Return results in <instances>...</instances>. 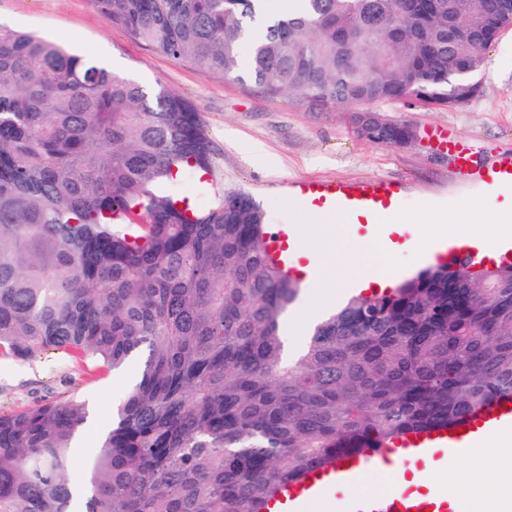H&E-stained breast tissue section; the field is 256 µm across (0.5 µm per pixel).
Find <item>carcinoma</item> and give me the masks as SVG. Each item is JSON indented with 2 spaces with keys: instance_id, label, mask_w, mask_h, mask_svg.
Wrapping results in <instances>:
<instances>
[{
  "instance_id": "obj_1",
  "label": "carcinoma",
  "mask_w": 512,
  "mask_h": 512,
  "mask_svg": "<svg viewBox=\"0 0 512 512\" xmlns=\"http://www.w3.org/2000/svg\"><path fill=\"white\" fill-rule=\"evenodd\" d=\"M93 2L174 60L313 109L463 105L512 22L490 0H296L257 30L264 0ZM375 121L369 141L410 134ZM213 169L183 96L0 27V350H62L93 373L140 363L79 481L85 401L0 413V512H265L312 469L512 395V265L430 266L352 297L286 356L300 284L270 257L260 207L173 191Z\"/></svg>"
}]
</instances>
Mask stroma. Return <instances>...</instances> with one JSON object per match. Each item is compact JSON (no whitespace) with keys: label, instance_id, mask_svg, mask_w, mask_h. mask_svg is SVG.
I'll return each instance as SVG.
<instances>
[{"label":"stroma","instance_id":"1","mask_svg":"<svg viewBox=\"0 0 512 512\" xmlns=\"http://www.w3.org/2000/svg\"><path fill=\"white\" fill-rule=\"evenodd\" d=\"M0 25L27 31L106 65L119 62L121 75L185 97L201 114L214 145L215 177L221 190L251 194L269 227L299 225L298 246L303 252L322 225L300 213L288 194L289 185L316 180H386L399 185L405 222L399 227L396 247L386 250L383 224L347 225L349 255L339 263V271L371 274L391 267L403 279L425 268L430 246L418 244L417 239L427 233L437 213L463 232L490 215L502 223L512 220V195L460 185L439 144L447 133L484 151L512 153V28L486 51L479 93L468 103L452 109L406 101L376 105V113L385 121L415 130L410 144L398 146L360 136L353 106L319 110L295 95L273 99L250 80L223 77L173 60L112 28L93 0H0ZM257 146L274 160L275 169H268L264 158L254 155ZM464 199L474 200V208L460 211ZM133 376L129 368L90 377L84 365L56 350L26 360L0 353V412L25 410L63 396L85 400L97 428L82 431L76 448L81 456L111 422ZM404 469L420 472L429 490L445 495L468 474L471 463L461 456L451 459L440 454L432 465L408 463Z\"/></svg>","mask_w":512,"mask_h":512}]
</instances>
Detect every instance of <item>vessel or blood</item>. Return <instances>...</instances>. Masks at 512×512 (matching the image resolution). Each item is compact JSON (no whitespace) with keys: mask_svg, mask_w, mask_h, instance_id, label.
Masks as SVG:
<instances>
[{"mask_svg":"<svg viewBox=\"0 0 512 512\" xmlns=\"http://www.w3.org/2000/svg\"><path fill=\"white\" fill-rule=\"evenodd\" d=\"M455 174L466 181L480 183L491 190H512V156L489 154L477 149L472 143L448 138L442 142ZM296 196L309 198L317 206L336 204L338 214L347 216L351 223L367 224L374 217L388 213L399 204V192L394 184H374L311 181L299 184ZM267 248L271 256L284 267L294 266L296 248L288 242L285 230H277L268 236ZM439 262L468 258L479 262L483 259L480 244L448 239L434 252ZM512 428V398L494 403L479 410L453 429H441L437 433H408L391 448L370 453L341 457L326 468L308 473L297 482L282 486L274 502L278 512H311L331 489L349 490L346 512H461L447 497L432 492L417 495L398 493L361 494L355 486L360 477L378 462L398 455L422 463L428 462L434 450L456 455L466 447L493 436L502 428Z\"/></svg>","mask_w":512,"mask_h":512,"instance_id":"vessel-or-blood-1","label":"vessel or blood"}]
</instances>
